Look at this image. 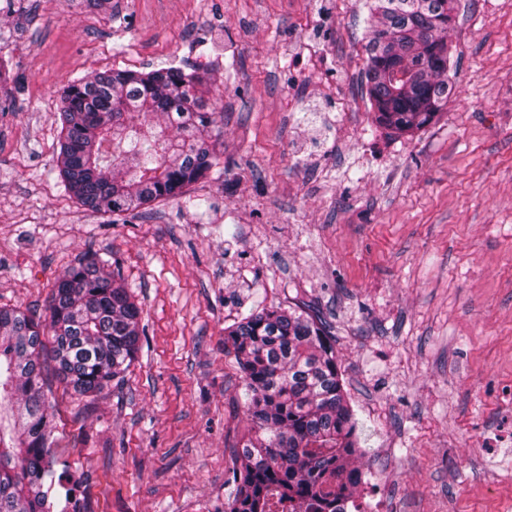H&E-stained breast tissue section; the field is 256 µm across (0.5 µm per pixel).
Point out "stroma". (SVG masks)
I'll list each match as a JSON object with an SVG mask.
<instances>
[{
  "instance_id": "1",
  "label": "stroma",
  "mask_w": 512,
  "mask_h": 512,
  "mask_svg": "<svg viewBox=\"0 0 512 512\" xmlns=\"http://www.w3.org/2000/svg\"><path fill=\"white\" fill-rule=\"evenodd\" d=\"M368 0H11L0 53V304L44 313L79 258L142 307L124 379L87 402L53 372L56 456L92 512H224L249 425L224 328L257 301L325 321L363 427L362 512H512V0H459L455 91L377 128ZM170 65L224 106L214 176L104 214L52 170L63 87Z\"/></svg>"
}]
</instances>
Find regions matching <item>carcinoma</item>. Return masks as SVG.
I'll return each instance as SVG.
<instances>
[{
    "instance_id": "carcinoma-1",
    "label": "carcinoma",
    "mask_w": 512,
    "mask_h": 512,
    "mask_svg": "<svg viewBox=\"0 0 512 512\" xmlns=\"http://www.w3.org/2000/svg\"><path fill=\"white\" fill-rule=\"evenodd\" d=\"M365 45L375 122L396 136L429 125L455 89L448 33L456 0H372ZM207 78L169 66L106 70L62 89L54 163L65 191L115 214L173 198L218 165L219 104ZM142 310L105 264L81 260L58 278L46 314L0 306V512H52L66 489L90 512L83 482L55 469V414L44 354L74 396L123 378L139 349ZM242 372L253 434L234 449L225 512H348L361 432L325 323L305 310L254 309L224 327Z\"/></svg>"
}]
</instances>
